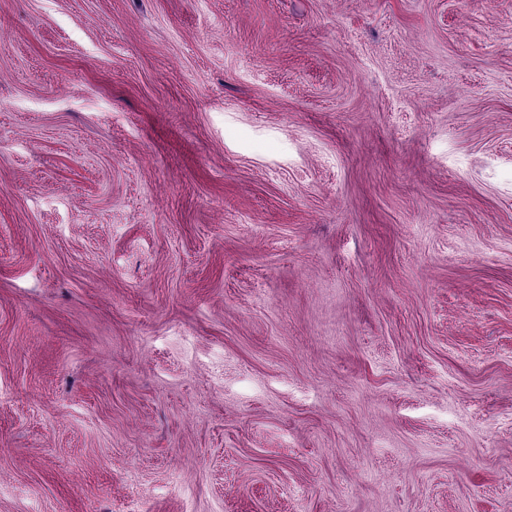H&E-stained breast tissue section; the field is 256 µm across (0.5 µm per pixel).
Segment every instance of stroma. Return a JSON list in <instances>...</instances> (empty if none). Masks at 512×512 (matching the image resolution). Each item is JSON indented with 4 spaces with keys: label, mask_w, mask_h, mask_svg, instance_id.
<instances>
[{
    "label": "stroma",
    "mask_w": 512,
    "mask_h": 512,
    "mask_svg": "<svg viewBox=\"0 0 512 512\" xmlns=\"http://www.w3.org/2000/svg\"><path fill=\"white\" fill-rule=\"evenodd\" d=\"M0 512H512V0H0Z\"/></svg>",
    "instance_id": "stroma-1"
}]
</instances>
